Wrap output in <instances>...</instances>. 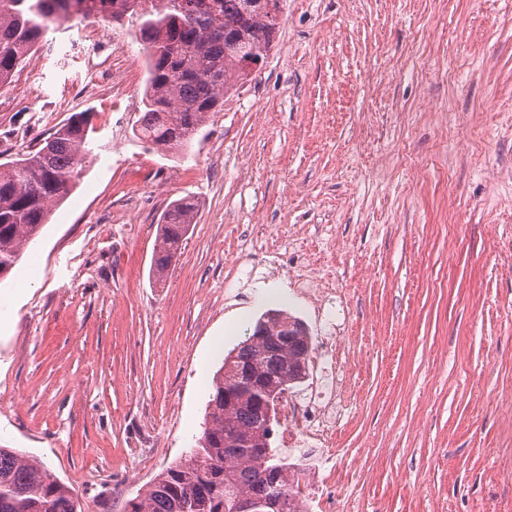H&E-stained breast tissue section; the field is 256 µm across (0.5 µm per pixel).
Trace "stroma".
I'll return each instance as SVG.
<instances>
[{"label": "stroma", "instance_id": "stroma-1", "mask_svg": "<svg viewBox=\"0 0 512 512\" xmlns=\"http://www.w3.org/2000/svg\"><path fill=\"white\" fill-rule=\"evenodd\" d=\"M135 67L127 100L107 77ZM136 24L66 21L0 90V153L92 115L94 154L0 288V444L125 512L271 309L342 329L333 508L512 512V0H286L189 154L139 140ZM198 207L164 284L168 205ZM344 304L296 283L292 247Z\"/></svg>", "mask_w": 512, "mask_h": 512}]
</instances>
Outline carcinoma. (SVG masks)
<instances>
[{"label":"carcinoma","instance_id":"cac0c4a2","mask_svg":"<svg viewBox=\"0 0 512 512\" xmlns=\"http://www.w3.org/2000/svg\"><path fill=\"white\" fill-rule=\"evenodd\" d=\"M285 0H0V88L54 24L73 18L138 22L147 80L137 137L174 153L195 136L224 97L271 50ZM89 112H75L40 146L0 163V272L9 275L25 245L48 224L52 206L80 180L93 152ZM197 205L185 196L164 213L152 256L156 283L166 281ZM311 336L304 322L269 310L216 372L197 447L127 502V512H237L243 500L283 498L288 460L272 448L273 424L262 405L307 378ZM0 512H82L71 489L42 463L0 446Z\"/></svg>","mask_w":512,"mask_h":512}]
</instances>
